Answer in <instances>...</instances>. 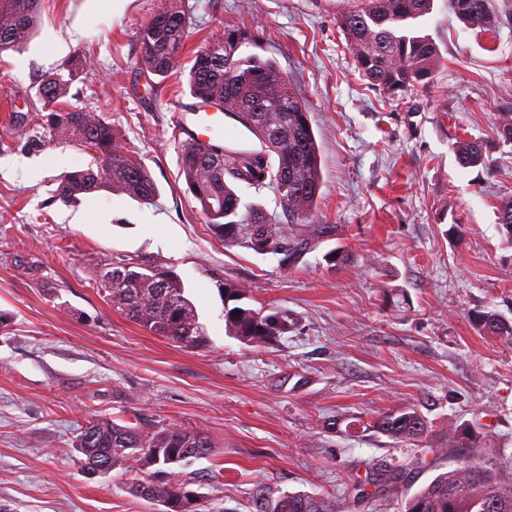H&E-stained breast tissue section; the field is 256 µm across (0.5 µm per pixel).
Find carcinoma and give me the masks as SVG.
<instances>
[{"instance_id":"1","label":"carcinoma","mask_w":512,"mask_h":512,"mask_svg":"<svg viewBox=\"0 0 512 512\" xmlns=\"http://www.w3.org/2000/svg\"><path fill=\"white\" fill-rule=\"evenodd\" d=\"M337 23L370 87L390 94L427 88L441 64L435 42L422 32L432 13L433 0H346ZM40 0H0V58L15 52L32 33ZM456 17L469 28L493 32L498 15L490 0H449ZM187 15L180 0H168L138 32L141 69L167 76L179 62L186 38ZM245 38L226 30L207 42L190 59V96L224 101L225 111L261 143L259 151H233L216 143L184 142L179 169L214 237L226 245L243 244L258 254L263 244L280 256L286 267L295 266L319 242L336 236L334 224L314 221L323 185L321 157L309 112L276 61L258 54L243 56ZM94 65L91 53L67 68V76L49 74L39 81L38 94L50 112L40 125L55 131L89 153L93 164L66 173L56 197L64 202L106 190L138 201L152 200L158 192L150 173L125 146L109 119L92 109L67 101L71 85ZM463 168L486 164L475 142L456 149ZM269 188L282 215L270 214L257 203L242 204L238 186ZM94 289L112 306L150 333L186 348L205 342L194 304L185 295L181 278L170 267L144 257L117 256L95 271ZM224 321L228 334L244 343L271 344L288 333L289 318L241 304L245 287L224 282ZM479 324L493 336L512 337V323L488 311ZM366 428L397 445L415 444L426 437L427 421L414 408H401L372 418ZM208 434L181 426L140 420L117 422L91 418L80 428L74 443L81 469L122 468L134 473L129 489L163 506L161 512H203L188 474L180 468L211 454ZM156 471H150V468ZM439 469L436 461L418 457L407 471L389 466L371 472L367 483L375 493L388 495L410 474ZM250 512H336V497L302 492L275 494L257 484L250 492ZM397 512H512V463L461 464L436 474L412 495L400 500Z\"/></svg>"}]
</instances>
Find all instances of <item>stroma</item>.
<instances>
[{
  "label": "stroma",
  "mask_w": 512,
  "mask_h": 512,
  "mask_svg": "<svg viewBox=\"0 0 512 512\" xmlns=\"http://www.w3.org/2000/svg\"><path fill=\"white\" fill-rule=\"evenodd\" d=\"M166 0H42L32 38L0 58V507L6 512H156L120 470L86 477L72 443L93 416L205 429L210 457L190 470L206 512H249L257 484L334 494L374 465H407L363 423L418 409L427 445L462 425L512 456V340L477 313L512 321V239L498 223L512 198V141L500 132L512 101V0H494L496 31L460 22L434 0L424 31L442 65L403 96L359 75L336 23L340 0H182L183 59L227 29L243 54L274 59L311 114L323 187L315 217L338 227L293 267L227 246L211 233L179 171L176 104L188 70L143 73L137 34ZM92 52L73 83L117 127L158 186L148 204L102 191L56 198L60 174L90 154L44 127L27 145L19 117L43 111L38 82ZM481 145L489 167H461L456 145ZM342 251L328 264L324 255ZM172 266L206 341L188 349L153 335L90 284L113 256ZM246 305L285 311L275 345L224 327V281ZM359 422L351 430V422ZM479 324L482 329L493 336H510L512 340V324L496 313L488 311L480 314Z\"/></svg>",
  "instance_id": "stroma-1"
}]
</instances>
